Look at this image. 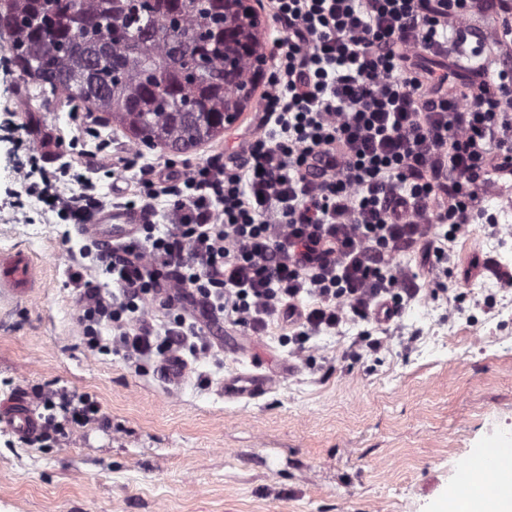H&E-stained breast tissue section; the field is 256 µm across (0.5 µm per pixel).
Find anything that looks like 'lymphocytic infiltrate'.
I'll return each instance as SVG.
<instances>
[{"label": "lymphocytic infiltrate", "instance_id": "f902f5d3", "mask_svg": "<svg viewBox=\"0 0 512 512\" xmlns=\"http://www.w3.org/2000/svg\"><path fill=\"white\" fill-rule=\"evenodd\" d=\"M278 28L256 134L205 160L109 154L136 171L125 208L165 201L167 227L144 221L113 245L86 238L115 295L70 268L87 351L161 362L216 356L206 325L262 335L280 321L295 357L311 337L379 303L438 298L468 224L500 231L484 196L512 175V0H267ZM492 16L494 32L474 16ZM39 154L15 178L51 211L88 223L97 185ZM76 183L71 195L62 180ZM417 256L416 266L398 263ZM38 442L104 422L91 394L34 390Z\"/></svg>", "mask_w": 512, "mask_h": 512}]
</instances>
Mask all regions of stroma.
Instances as JSON below:
<instances>
[{
  "instance_id": "1",
  "label": "stroma",
  "mask_w": 512,
  "mask_h": 512,
  "mask_svg": "<svg viewBox=\"0 0 512 512\" xmlns=\"http://www.w3.org/2000/svg\"><path fill=\"white\" fill-rule=\"evenodd\" d=\"M22 87L0 67V253L33 267L29 288H0V405L87 392L109 423L47 447L0 425V512H437L473 449L512 443V288L474 265L512 268V241L478 222L450 245L447 295L408 303L376 354L359 356L353 321L311 339V364L292 357L283 325L255 338L215 326L222 360L190 362L176 387L159 364L88 352L66 271L106 275L71 222L30 197L11 205L37 137L65 141L45 169L84 168L68 147L83 119L39 97L17 110ZM255 344L276 377L258 399H225L220 382L249 371Z\"/></svg>"
}]
</instances>
